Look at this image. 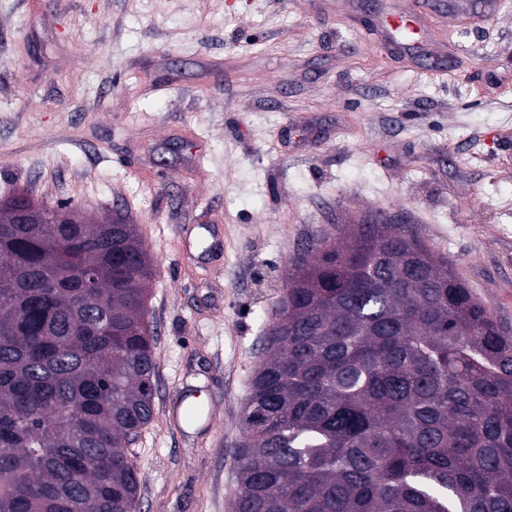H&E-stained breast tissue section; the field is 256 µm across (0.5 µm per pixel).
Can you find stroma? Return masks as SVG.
<instances>
[{
    "label": "stroma",
    "instance_id": "stroma-1",
    "mask_svg": "<svg viewBox=\"0 0 512 512\" xmlns=\"http://www.w3.org/2000/svg\"><path fill=\"white\" fill-rule=\"evenodd\" d=\"M413 6L432 40L397 51ZM127 214L154 258L139 512H232V451L288 262L407 224L512 328V0H0V198ZM220 225L207 270L176 246ZM214 427H168L179 386Z\"/></svg>",
    "mask_w": 512,
    "mask_h": 512
}]
</instances>
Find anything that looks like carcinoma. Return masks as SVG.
Here are the masks:
<instances>
[{"mask_svg": "<svg viewBox=\"0 0 512 512\" xmlns=\"http://www.w3.org/2000/svg\"><path fill=\"white\" fill-rule=\"evenodd\" d=\"M0 223V512H136L153 259L117 213ZM233 449L235 512H512V332L403 224L288 263Z\"/></svg>", "mask_w": 512, "mask_h": 512, "instance_id": "1", "label": "carcinoma"}]
</instances>
